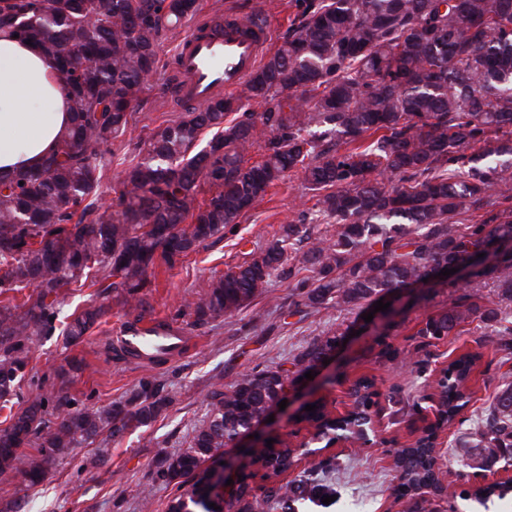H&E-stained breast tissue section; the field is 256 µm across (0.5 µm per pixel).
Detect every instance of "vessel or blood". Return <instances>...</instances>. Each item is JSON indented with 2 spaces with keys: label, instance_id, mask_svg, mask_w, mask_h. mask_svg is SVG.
Listing matches in <instances>:
<instances>
[{
  "label": "vessel or blood",
  "instance_id": "1",
  "mask_svg": "<svg viewBox=\"0 0 512 512\" xmlns=\"http://www.w3.org/2000/svg\"><path fill=\"white\" fill-rule=\"evenodd\" d=\"M273 25L263 14L225 15L219 31L193 27L179 42L177 71L181 102L200 105L241 86L270 48ZM116 343L135 363L151 364L161 356L183 354L185 338L180 327L160 326L158 320L123 323Z\"/></svg>",
  "mask_w": 512,
  "mask_h": 512
}]
</instances>
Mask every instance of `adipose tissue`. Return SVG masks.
I'll use <instances>...</instances> for the list:
<instances>
[{"mask_svg":"<svg viewBox=\"0 0 512 512\" xmlns=\"http://www.w3.org/2000/svg\"><path fill=\"white\" fill-rule=\"evenodd\" d=\"M74 118L54 59L0 31V179L37 167Z\"/></svg>","mask_w":512,"mask_h":512,"instance_id":"obj_1","label":"adipose tissue"}]
</instances>
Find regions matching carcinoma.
Masks as SVG:
<instances>
[{
  "mask_svg": "<svg viewBox=\"0 0 512 512\" xmlns=\"http://www.w3.org/2000/svg\"><path fill=\"white\" fill-rule=\"evenodd\" d=\"M197 12V0H0V28L58 61L76 115L56 152L0 181V399L14 392L34 339L55 328L67 289L114 293L125 314L143 320L140 293L155 268L223 239L291 172L313 206L250 259L212 275L177 316L205 324L275 278L292 284L296 313L328 304L353 313L490 247L495 261L455 284L458 294L420 335L458 334L479 311L478 278L512 303V0H302L288 37L238 93L135 144L116 202L104 208L102 147L127 146L160 47ZM245 101L260 111L244 110ZM321 224L334 229L315 231ZM25 288L32 292L22 303L2 300ZM104 314L101 306L73 314L65 335L79 342ZM345 335L338 328L313 338L293 365L311 369ZM480 359L454 363L448 388L462 386ZM288 377L265 369L211 392L189 447L160 464L166 480H189L168 512H297L333 493L321 477L330 462L320 461L284 486L274 468L262 493L244 483L232 502H216L218 511L201 495L210 473L203 464L283 398ZM166 405L148 382L123 405L74 412L37 395L0 431V480L44 479V461L16 453L31 436L43 452L61 453L106 430L144 426ZM50 408L60 423L45 419ZM459 448L483 463L512 460V384ZM434 465L421 448L401 449L402 487L419 495L436 480ZM462 493L482 505L512 494L476 485Z\"/></svg>",
  "mask_w": 512,
  "mask_h": 512,
  "instance_id": "obj_1",
  "label": "carcinoma"
}]
</instances>
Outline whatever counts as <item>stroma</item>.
Instances as JSON below:
<instances>
[{"instance_id": "35a3bbf8", "label": "stroma", "mask_w": 512, "mask_h": 512, "mask_svg": "<svg viewBox=\"0 0 512 512\" xmlns=\"http://www.w3.org/2000/svg\"><path fill=\"white\" fill-rule=\"evenodd\" d=\"M201 17H217L233 10L240 14L263 12L274 21L276 37H283L297 13L294 0H199ZM164 76L154 77L143 94L130 130L132 139H144L177 120L184 108L166 94ZM311 194L300 176L284 179L266 196L235 233L201 246L180 259L172 270H158L145 300L153 317L176 320L191 338L187 353L153 367L131 365L112 343L115 328L125 311L117 298L106 300V314L76 344L64 335L72 313L97 299L93 288H74L65 297L50 335L38 337L29 354L21 381L8 402L0 401V430L36 393L56 392L68 397L73 407L107 406L125 401L140 382L158 385L170 398L163 411L146 426L109 441L95 437L53 457L43 481L29 485L22 479L0 481V512H167L177 495L176 483L159 478L162 457L188 448L192 430L208 410L211 391L228 387L253 370L290 367L312 338L343 325L353 336L340 345L335 358L314 379L292 385L287 406L262 428L263 435L287 436L298 430L296 421L303 404L326 400L336 409L352 407L351 387L370 379L379 393L373 407L375 432L372 445L352 438L327 450L333 463L326 480L336 499L305 503L300 512H406L398 495L393 455L415 443L423 420L422 408L432 405L438 392L437 371L449 359L466 351L482 353L473 379L474 399L464 411V424L444 428L437 437L438 478L446 487L442 498L424 503L421 512H446L448 498L467 488L466 468L456 456L455 441L471 431L488 408L498 387L512 382V349L500 345V321L471 317L461 332L440 340L422 335L427 318L446 308L451 287L437 286L413 300L402 294L391 302L392 315L372 321L323 309L308 316L288 312L290 287L286 280L271 282L260 295L239 311L205 326L176 312L193 300L213 272L242 263L247 252L265 245L280 224L291 217ZM99 462L83 468L85 457Z\"/></svg>"}]
</instances>
